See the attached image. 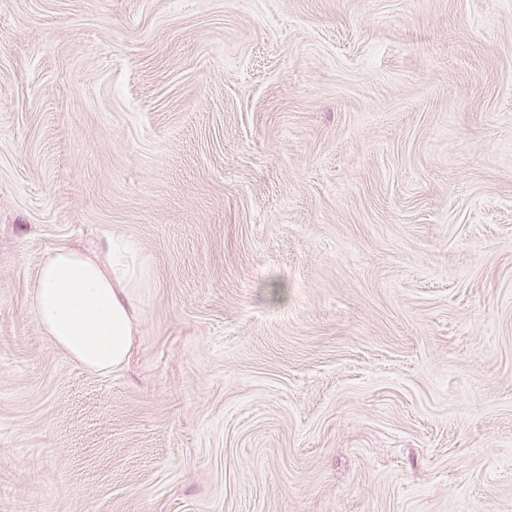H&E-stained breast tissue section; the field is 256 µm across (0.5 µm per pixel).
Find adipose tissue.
<instances>
[{"mask_svg":"<svg viewBox=\"0 0 512 512\" xmlns=\"http://www.w3.org/2000/svg\"><path fill=\"white\" fill-rule=\"evenodd\" d=\"M98 254L62 248L42 262L35 318L52 341L84 368L107 374L128 361L136 334L130 288L141 268L115 239Z\"/></svg>","mask_w":512,"mask_h":512,"instance_id":"ef3b65f1","label":"adipose tissue"}]
</instances>
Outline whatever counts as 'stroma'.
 Returning a JSON list of instances; mask_svg holds the SVG:
<instances>
[{"mask_svg":"<svg viewBox=\"0 0 512 512\" xmlns=\"http://www.w3.org/2000/svg\"><path fill=\"white\" fill-rule=\"evenodd\" d=\"M0 512H512V0H0ZM97 255L62 248L42 262L33 298L35 318L52 341L84 368L107 374L128 361L136 313L128 288L141 267L114 238Z\"/></svg>","mask_w":512,"mask_h":512,"instance_id":"stroma-1","label":"stroma"}]
</instances>
